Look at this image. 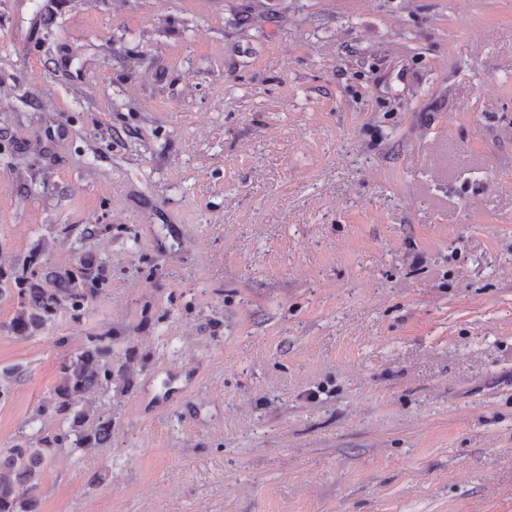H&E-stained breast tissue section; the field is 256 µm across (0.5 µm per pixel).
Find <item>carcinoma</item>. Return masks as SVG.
<instances>
[{
    "label": "carcinoma",
    "instance_id": "obj_1",
    "mask_svg": "<svg viewBox=\"0 0 512 512\" xmlns=\"http://www.w3.org/2000/svg\"><path fill=\"white\" fill-rule=\"evenodd\" d=\"M110 285L107 264L82 254L75 265L43 273L36 259L0 269V301H17L5 328L29 340L66 312L75 320ZM112 383V333L94 334L59 366L57 385L31 422L50 415L59 421L53 434L39 433L0 452V512H39L38 489L45 466L63 451L92 453L112 443V416L96 409L92 396Z\"/></svg>",
    "mask_w": 512,
    "mask_h": 512
}]
</instances>
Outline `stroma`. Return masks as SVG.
<instances>
[{
	"label": "stroma",
	"mask_w": 512,
	"mask_h": 512,
	"mask_svg": "<svg viewBox=\"0 0 512 512\" xmlns=\"http://www.w3.org/2000/svg\"><path fill=\"white\" fill-rule=\"evenodd\" d=\"M0 451L112 334L40 512H512V0H0ZM110 285L107 264L97 256L82 254L69 268L42 273L35 258L22 266L0 269V301H17L5 328L18 340H29L66 312L82 320L90 305Z\"/></svg>",
	"instance_id": "stroma-1"
}]
</instances>
